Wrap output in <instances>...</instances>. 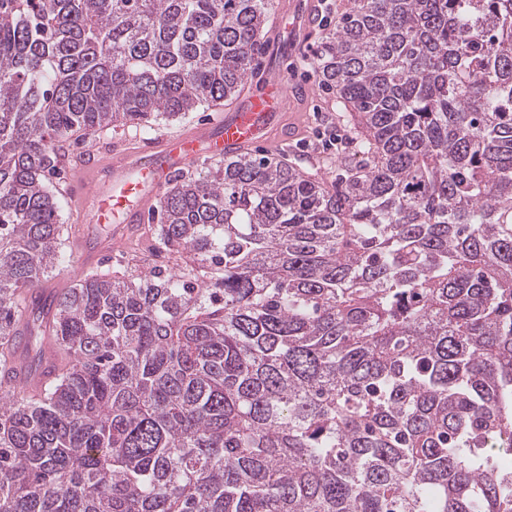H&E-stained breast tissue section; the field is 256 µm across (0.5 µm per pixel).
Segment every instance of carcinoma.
Masks as SVG:
<instances>
[{"label":"carcinoma","mask_w":512,"mask_h":512,"mask_svg":"<svg viewBox=\"0 0 512 512\" xmlns=\"http://www.w3.org/2000/svg\"><path fill=\"white\" fill-rule=\"evenodd\" d=\"M273 0H0V376L70 261L71 139L233 100ZM332 180L245 154L153 209L0 386V512H512V0H346Z\"/></svg>","instance_id":"1"}]
</instances>
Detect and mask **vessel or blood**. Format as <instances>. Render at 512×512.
<instances>
[{
    "label": "vessel or blood",
    "instance_id": "b4317fda",
    "mask_svg": "<svg viewBox=\"0 0 512 512\" xmlns=\"http://www.w3.org/2000/svg\"><path fill=\"white\" fill-rule=\"evenodd\" d=\"M313 0H290L282 12L278 35L289 54L299 53L302 34L314 11ZM308 88H288L285 80L263 82L235 111L218 114L210 123L173 137H166L152 149L151 162L135 155L120 154L95 166L86 181V221L77 225L73 237L81 265H89L97 254L85 250L88 225L135 224L143 220L160 197L171 177L200 160L229 159L246 149L269 141L283 125L289 95H308Z\"/></svg>",
    "mask_w": 512,
    "mask_h": 512
}]
</instances>
